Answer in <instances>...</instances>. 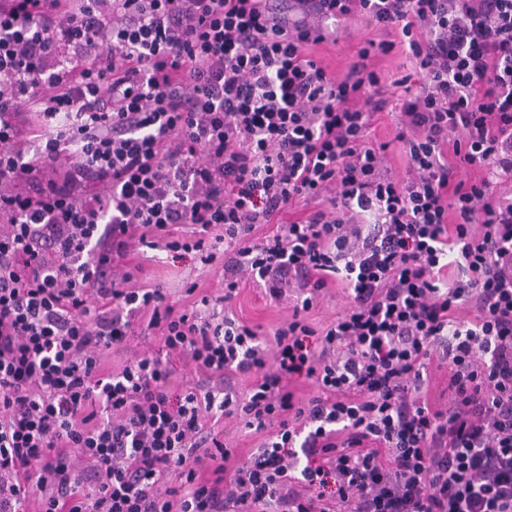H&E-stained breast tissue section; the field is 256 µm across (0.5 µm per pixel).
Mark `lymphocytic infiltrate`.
<instances>
[{
  "label": "lymphocytic infiltrate",
  "mask_w": 512,
  "mask_h": 512,
  "mask_svg": "<svg viewBox=\"0 0 512 512\" xmlns=\"http://www.w3.org/2000/svg\"><path fill=\"white\" fill-rule=\"evenodd\" d=\"M358 19L342 77L306 55ZM386 110L402 178L365 143ZM507 181L512 0H0V512H512ZM210 239L238 247L191 305L114 272ZM138 318L157 350L106 368ZM377 69L386 84H390L402 76L412 73L408 59L402 50L397 47L390 55L378 60ZM236 312L239 317L253 324H260L263 329L268 330L287 316L288 308L285 304L271 302L269 297H266L264 288L251 285L250 288H243ZM224 439L238 448L243 455H247L252 448H256V437L240 422L227 421L224 423Z\"/></svg>",
  "instance_id": "1"
}]
</instances>
